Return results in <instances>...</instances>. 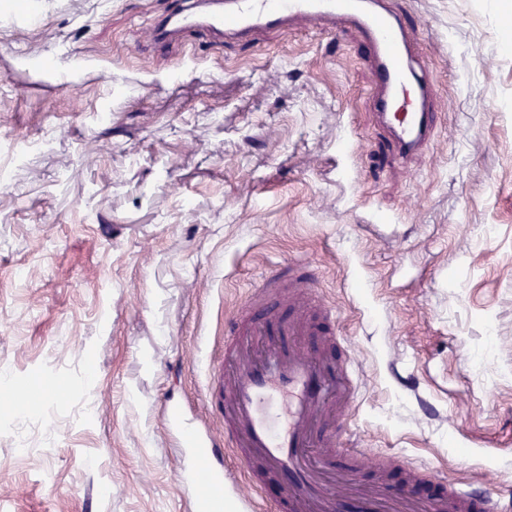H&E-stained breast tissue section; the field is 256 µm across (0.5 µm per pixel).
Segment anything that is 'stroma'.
I'll use <instances>...</instances> for the list:
<instances>
[{
	"label": "stroma",
	"instance_id": "35a3bbf8",
	"mask_svg": "<svg viewBox=\"0 0 512 512\" xmlns=\"http://www.w3.org/2000/svg\"><path fill=\"white\" fill-rule=\"evenodd\" d=\"M170 0H0V512H195L166 409L303 259L358 364L349 427L512 500V0H391L438 120L402 160L357 30L163 44Z\"/></svg>",
	"mask_w": 512,
	"mask_h": 512
}]
</instances>
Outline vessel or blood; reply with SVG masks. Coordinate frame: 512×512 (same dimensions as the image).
Instances as JSON below:
<instances>
[{
	"instance_id": "obj_1",
	"label": "vessel or blood",
	"mask_w": 512,
	"mask_h": 512,
	"mask_svg": "<svg viewBox=\"0 0 512 512\" xmlns=\"http://www.w3.org/2000/svg\"><path fill=\"white\" fill-rule=\"evenodd\" d=\"M329 20L358 30L374 58L375 108L392 114L396 147L408 156L430 142L436 123L434 85L410 64V29L386 0H179L149 29L159 43L201 28L215 37L283 29L291 21ZM322 304L308 262L270 270L250 301L224 322V353L211 369L210 389L224 403V436L184 422L180 457L197 498H232L238 512H263L246 470L259 458L284 487L275 512H512V501L477 494L452 482L446 494L421 501L381 479L354 490L353 477L371 466L351 448L337 416L358 393L351 354H336L334 327L313 328L309 313Z\"/></svg>"
}]
</instances>
